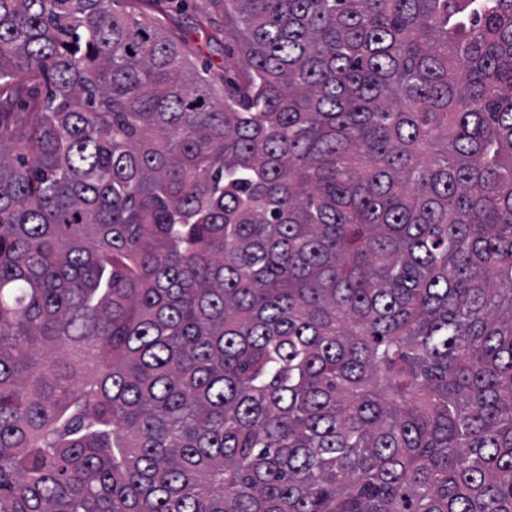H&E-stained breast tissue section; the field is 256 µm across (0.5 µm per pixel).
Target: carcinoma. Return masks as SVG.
<instances>
[{"label":"carcinoma","instance_id":"obj_1","mask_svg":"<svg viewBox=\"0 0 512 512\" xmlns=\"http://www.w3.org/2000/svg\"><path fill=\"white\" fill-rule=\"evenodd\" d=\"M0 0V512H512V0ZM208 5L209 0H188V4L166 22V28L197 56L199 65L211 63L216 71L224 72V44L232 47L235 44L234 34L228 30L224 37V15L217 16L215 20L216 25L222 29L218 41H210L206 33L197 28V13Z\"/></svg>","mask_w":512,"mask_h":512}]
</instances>
